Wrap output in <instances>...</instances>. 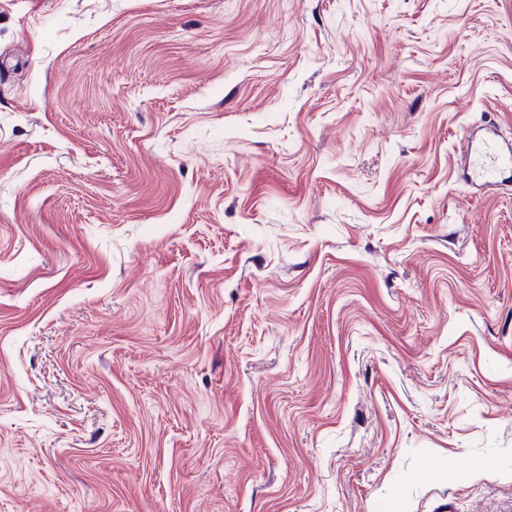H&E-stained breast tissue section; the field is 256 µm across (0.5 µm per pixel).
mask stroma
Listing matches in <instances>:
<instances>
[{"label": "stroma", "instance_id": "1", "mask_svg": "<svg viewBox=\"0 0 512 512\" xmlns=\"http://www.w3.org/2000/svg\"><path fill=\"white\" fill-rule=\"evenodd\" d=\"M512 0H0V512H512ZM463 149L474 179L481 184L493 183L504 169L512 167L510 149L503 148L493 137L473 141L466 133Z\"/></svg>", "mask_w": 512, "mask_h": 512}]
</instances>
